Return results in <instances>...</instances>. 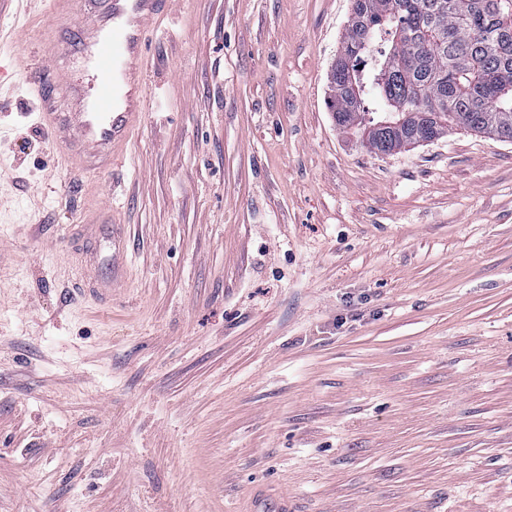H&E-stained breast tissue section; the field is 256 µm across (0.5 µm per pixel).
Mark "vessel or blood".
I'll return each mask as SVG.
<instances>
[{"instance_id": "b4317fda", "label": "vessel or blood", "mask_w": 512, "mask_h": 512, "mask_svg": "<svg viewBox=\"0 0 512 512\" xmlns=\"http://www.w3.org/2000/svg\"><path fill=\"white\" fill-rule=\"evenodd\" d=\"M86 12L75 14L70 26L77 45L87 52L90 86L69 76H58L53 89L40 78L53 67L52 55L34 54L21 77L38 102L42 127L56 153L66 156L72 168L83 170L111 165L143 115L140 93L149 78L145 66L146 31L158 17L174 12L177 0H90ZM71 100V109H57L58 96ZM101 240L89 233L78 267L82 286L111 292V277L96 273L91 250Z\"/></svg>"}]
</instances>
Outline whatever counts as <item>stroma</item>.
Returning <instances> with one entry per match:
<instances>
[{"label": "stroma", "instance_id": "1", "mask_svg": "<svg viewBox=\"0 0 512 512\" xmlns=\"http://www.w3.org/2000/svg\"><path fill=\"white\" fill-rule=\"evenodd\" d=\"M10 0L0 61L72 48ZM351 0H179L121 162L0 88V512H512V142L327 107ZM110 200V300L74 275Z\"/></svg>", "mask_w": 512, "mask_h": 512}]
</instances>
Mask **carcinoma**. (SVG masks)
Here are the masks:
<instances>
[{
    "label": "carcinoma",
    "mask_w": 512,
    "mask_h": 512,
    "mask_svg": "<svg viewBox=\"0 0 512 512\" xmlns=\"http://www.w3.org/2000/svg\"><path fill=\"white\" fill-rule=\"evenodd\" d=\"M328 107L377 155L454 129L512 141V0H352Z\"/></svg>",
    "instance_id": "cac0c4a2"
}]
</instances>
